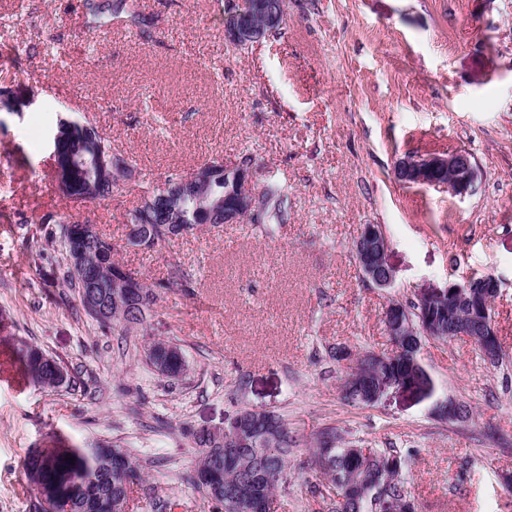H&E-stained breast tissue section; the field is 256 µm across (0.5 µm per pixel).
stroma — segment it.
<instances>
[{"mask_svg":"<svg viewBox=\"0 0 512 512\" xmlns=\"http://www.w3.org/2000/svg\"><path fill=\"white\" fill-rule=\"evenodd\" d=\"M90 24L80 0H0V512H33L19 466L32 448L118 444L145 481L130 512H211L184 486L197 453L186 428L223 429L242 409L287 416L307 437L332 423L413 449L405 473L421 512H512V369L489 366L466 336L427 340L429 384L388 389L375 406L344 400L330 345L391 352L390 301L493 275L495 330L512 358V0H284L280 30L240 49L224 39L227 0H135L146 29ZM89 117L135 178L84 204L118 258L160 299L144 330L101 329L62 282L65 249L46 214L74 210L53 177L62 117ZM468 152L471 192L395 179L408 155ZM255 160L253 187L280 183L284 221L204 224L149 252L128 246L140 183L161 184L220 158ZM389 239L391 288L361 279L364 225ZM189 288L167 286L173 267ZM59 359L81 388L36 385L22 342ZM179 346V381L146 352ZM468 406L448 423L437 404Z\"/></svg>","mask_w":512,"mask_h":512,"instance_id":"obj_1","label":"stroma"}]
</instances>
